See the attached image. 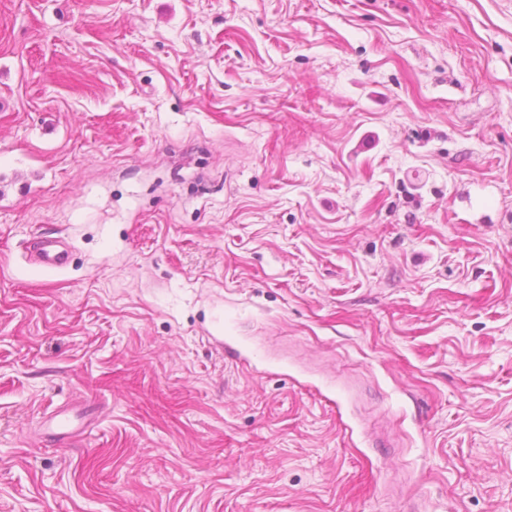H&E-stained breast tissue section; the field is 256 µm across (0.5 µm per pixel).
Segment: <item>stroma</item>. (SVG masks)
Wrapping results in <instances>:
<instances>
[{
  "label": "stroma",
  "mask_w": 512,
  "mask_h": 512,
  "mask_svg": "<svg viewBox=\"0 0 512 512\" xmlns=\"http://www.w3.org/2000/svg\"><path fill=\"white\" fill-rule=\"evenodd\" d=\"M0 512H512V0H0ZM69 252L64 239L60 237L40 238L30 249V259L49 269H62L66 266Z\"/></svg>",
  "instance_id": "stroma-1"
}]
</instances>
